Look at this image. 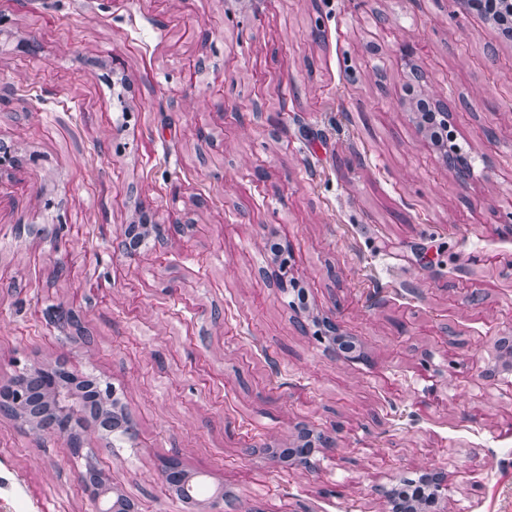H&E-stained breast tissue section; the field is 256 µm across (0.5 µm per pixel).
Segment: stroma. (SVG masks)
<instances>
[{
    "mask_svg": "<svg viewBox=\"0 0 512 512\" xmlns=\"http://www.w3.org/2000/svg\"><path fill=\"white\" fill-rule=\"evenodd\" d=\"M414 69L469 185L402 107ZM0 143V382L50 361L112 385L135 443L82 434L138 512H199L161 477L174 457L235 512H380L431 469L448 512H512V374L485 375L512 328V40L486 16L0 0ZM142 222L162 239L114 255ZM306 432L332 441L312 467L277 456ZM84 473L0 416V512H94ZM442 160L459 183H469L473 176V165L471 162H468L467 158L462 157L461 155L453 156L444 153L442 155Z\"/></svg>",
    "mask_w": 512,
    "mask_h": 512,
    "instance_id": "stroma-1",
    "label": "stroma"
}]
</instances>
